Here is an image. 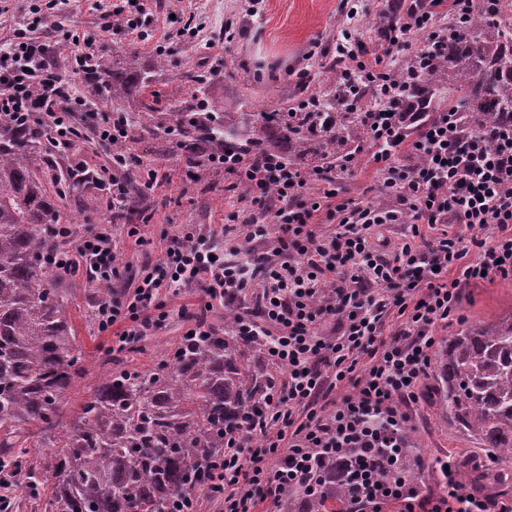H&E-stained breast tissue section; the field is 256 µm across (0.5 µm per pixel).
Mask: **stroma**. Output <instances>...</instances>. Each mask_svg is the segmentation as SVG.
<instances>
[{
	"instance_id": "1",
	"label": "stroma",
	"mask_w": 512,
	"mask_h": 512,
	"mask_svg": "<svg viewBox=\"0 0 512 512\" xmlns=\"http://www.w3.org/2000/svg\"><path fill=\"white\" fill-rule=\"evenodd\" d=\"M384 0H359L358 14L347 18L346 0H126V11L135 13L146 8L152 13L153 34L173 32L186 22V12H195L205 29L195 42L172 40L165 63L153 68L155 54L151 45L136 43L125 34L116 32L112 10L99 6L98 0H68L62 14L46 16L38 34L50 44L82 37L98 40L104 53L115 54L117 60L136 57L139 63L152 67V89L161 112H171L188 97L197 85L198 75H205L206 101L212 111L223 113L243 139L258 141L265 149H286L287 141L280 135L276 123L259 121L262 112L286 115L296 106L305 92H314L320 100L335 98L336 85L327 69L336 61V41L344 29L364 42L375 37L377 14ZM230 30L232 39L224 45L223 54H215L205 42ZM307 69L313 80L301 88L297 70ZM136 158L128 175L137 183H145L148 172H155L157 181L147 189L145 215L131 216L141 236L150 239L152 248H159L162 231H177L190 224L201 230H214L222 237L223 249H238L240 260L263 254L265 247L245 241L242 222L250 204L242 199L240 190L231 188L223 172L204 177L186 169L176 137L155 138L132 133L128 142ZM371 144H364L357 156L353 175L345 177V197L364 202L381 198L379 183L369 163ZM108 151L94 137L81 140L77 150L59 154L49 152L48 174L86 162L89 167L106 165ZM106 194L92 183L72 184L67 195L56 204L64 215L74 220L77 235L92 232L96 225L112 221L107 210ZM94 285L83 276L66 283V314L85 350L93 354L88 364L85 384L75 386L67 395L66 412H73L86 395V384L101 381L108 369L98 355L110 346L109 337L99 335L92 320L95 303ZM172 309L170 320L154 335L138 343L135 357L122 358L126 369H147L156 352L175 346L182 339L185 322L176 311L187 308L196 312L199 299L186 293L168 299ZM461 318H449L434 328L440 343L469 326L486 324L512 316V279L484 280L466 285L461 293ZM441 363L432 358L421 389L423 395L411 411L410 432L419 453L425 460L418 480L427 487L435 486L436 466L441 460H485L480 440L448 423L447 414L436 389Z\"/></svg>"
}]
</instances>
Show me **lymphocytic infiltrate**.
Listing matches in <instances>:
<instances>
[{"label":"lymphocytic infiltrate","instance_id":"lymphocytic-infiltrate-1","mask_svg":"<svg viewBox=\"0 0 512 512\" xmlns=\"http://www.w3.org/2000/svg\"><path fill=\"white\" fill-rule=\"evenodd\" d=\"M383 22L371 46L344 35L336 44V83L345 99L374 102L360 111L361 138L387 199L361 203L339 196L338 180L352 173L355 153L306 164L279 151L225 163L224 172L255 207L250 239L268 245L259 269L220 256L216 233H163L161 254L127 287L98 300L92 312L101 335L124 350L153 335L170 316L168 297L199 293L202 315L179 309L195 336L207 335L205 311L236 298L256 277L268 286L256 313L236 314L240 335L260 340L285 373L270 386L253 436L229 437L198 477L172 499V512H260L286 489L321 493L312 457L335 459L337 485L357 489L345 512H512V503L468 490L456 469L441 471L428 493L400 473L396 451L431 365L437 323L459 311L460 291L483 278L512 277V122L470 130L463 113L409 111L418 73L444 67L447 33L439 16L470 18L471 0H405ZM421 43H413L415 33ZM407 56L409 67L394 65ZM0 113L44 126L52 147L69 149L93 130L103 141L128 136L124 121L93 109L64 81L49 45L31 30L0 49ZM407 163H399L398 155ZM329 232H321V225ZM403 224L391 252L371 242L374 227ZM440 224L483 230V238L429 233ZM66 276L111 283L123 278L111 225L70 239L57 257ZM337 322L331 335L317 325ZM397 325L385 336L387 319Z\"/></svg>","mask_w":512,"mask_h":512}]
</instances>
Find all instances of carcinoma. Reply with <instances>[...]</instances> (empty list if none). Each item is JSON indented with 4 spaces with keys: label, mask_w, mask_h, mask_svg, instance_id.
I'll list each match as a JSON object with an SVG mask.
<instances>
[{
    "label": "carcinoma",
    "mask_w": 512,
    "mask_h": 512,
    "mask_svg": "<svg viewBox=\"0 0 512 512\" xmlns=\"http://www.w3.org/2000/svg\"><path fill=\"white\" fill-rule=\"evenodd\" d=\"M447 66L417 81L411 110L428 112L448 89V107L478 132L512 119V0L473 8L464 31L448 36ZM91 98L122 104L137 88L138 107L123 116L151 136L176 131L186 166L213 172L212 156L244 145L219 112L191 103L158 119L152 77L130 56L122 70L103 59L82 68ZM299 112L282 127L292 156L329 160L336 138L353 140L357 113ZM41 127L0 114V456L26 471L25 449L48 448L53 481L46 512H169L174 493L225 439L259 417L271 379L258 341L230 327L184 340L148 370L112 372L91 385L73 417L68 391L87 375V355L66 316L64 293L47 256L62 249L59 209L46 181ZM440 396L448 422L496 449L498 476L512 457V318L470 326L440 355ZM328 493L288 496V512H343L336 467H322Z\"/></svg>",
    "instance_id": "1"
}]
</instances>
